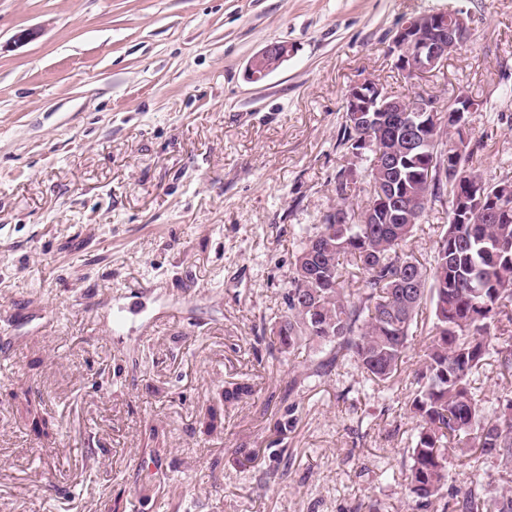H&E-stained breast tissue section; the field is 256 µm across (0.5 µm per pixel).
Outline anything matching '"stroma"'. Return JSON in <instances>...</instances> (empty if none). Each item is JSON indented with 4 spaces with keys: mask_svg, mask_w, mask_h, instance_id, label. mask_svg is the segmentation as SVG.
I'll list each match as a JSON object with an SVG mask.
<instances>
[{
    "mask_svg": "<svg viewBox=\"0 0 512 512\" xmlns=\"http://www.w3.org/2000/svg\"><path fill=\"white\" fill-rule=\"evenodd\" d=\"M455 9L471 41L399 71L405 19ZM366 78L481 101L477 165L512 172V0H0V326L24 338L0 343V512H409L421 340L387 389L270 348ZM445 222L432 205L405 254L430 266ZM137 286L146 313L109 334ZM289 48L285 43H271L258 52L250 61L248 75L258 82L279 68L288 59Z\"/></svg>",
    "mask_w": 512,
    "mask_h": 512,
    "instance_id": "obj_1",
    "label": "stroma"
}]
</instances>
